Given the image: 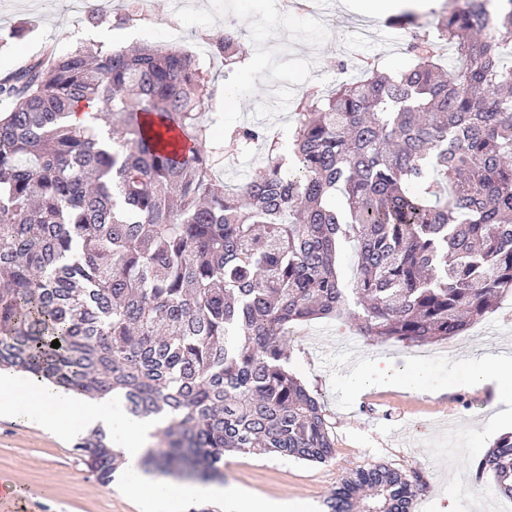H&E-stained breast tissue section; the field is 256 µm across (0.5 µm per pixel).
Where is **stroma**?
I'll return each mask as SVG.
<instances>
[{
	"label": "stroma",
	"instance_id": "obj_1",
	"mask_svg": "<svg viewBox=\"0 0 512 512\" xmlns=\"http://www.w3.org/2000/svg\"><path fill=\"white\" fill-rule=\"evenodd\" d=\"M125 0H109L114 18L109 45L125 46L129 31L140 41L163 47H210L222 36L225 20H234L250 54H258V35L274 23L270 0H188L181 14H172L168 0H148L147 13L119 24ZM23 38H13L17 28ZM286 47L268 56L255 81L272 92L266 111L258 98L241 96L232 107L213 100L204 122L232 132L258 126L291 137L295 115L288 106L304 87L335 86L343 78V52L378 59L396 72L410 59L405 52L411 31L387 18H363L334 6L319 23L298 15L289 24ZM99 31L85 21L74 0H0V79L28 60L54 49L65 55L77 46L98 43ZM289 368L325 405L336 438V455L325 464L233 452L224 458L227 485L301 501L306 512H324L331 490L359 467L376 463L418 475L420 489L413 512H512V499L499 494L492 474L478 463L512 426L497 421L492 394L456 379L450 364L471 355L512 353V292L464 335L426 344L424 357L400 343L373 345L349 319H316L295 327L286 338ZM367 357L389 360L398 371L424 361L433 396L406 392L385 384L352 394L348 376ZM0 476L15 486L16 500L0 512H140L124 485L126 470L102 485L85 465L75 443L14 420L0 419Z\"/></svg>",
	"mask_w": 512,
	"mask_h": 512
}]
</instances>
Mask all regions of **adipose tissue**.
Instances as JSON below:
<instances>
[{
	"mask_svg": "<svg viewBox=\"0 0 512 512\" xmlns=\"http://www.w3.org/2000/svg\"><path fill=\"white\" fill-rule=\"evenodd\" d=\"M463 367L467 383L487 386L496 392V401L501 405L499 417L511 421L512 400L501 396L500 391L512 385V355L471 357L464 361ZM371 383H386L409 392L424 393L430 389L426 365L416 364L411 374L399 375L380 358L361 362L349 377V388L354 392ZM0 416L75 442L97 429L117 436L126 468L135 476L127 490L140 499L144 512H168L172 498L187 500L198 496L223 500L225 512H300L301 504L296 500L267 498L218 482L190 484L145 471L142 458L163 423L155 417L129 414L123 397L116 393L92 398L49 380L25 378L3 368L0 369Z\"/></svg>",
	"mask_w": 512,
	"mask_h": 512,
	"instance_id": "1",
	"label": "adipose tissue"
}]
</instances>
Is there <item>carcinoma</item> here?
Returning <instances> with one entry per match:
<instances>
[{
	"mask_svg": "<svg viewBox=\"0 0 512 512\" xmlns=\"http://www.w3.org/2000/svg\"><path fill=\"white\" fill-rule=\"evenodd\" d=\"M511 36L512 0L434 11L407 69L295 98L286 145L251 128L212 135L214 85L185 50L30 60L0 80V368L167 418L165 447L144 456L162 473L213 480L228 452L333 459L324 405L287 369L290 328L346 317L370 342L424 345L462 335L512 289ZM213 51L234 65L244 44ZM77 103L94 107L84 124ZM259 139L262 174L216 177V161ZM342 240L356 250L350 284ZM78 450L105 486L122 464L101 431ZM479 469L512 498L511 434ZM415 495L374 464L325 506L411 512Z\"/></svg>",
	"mask_w": 512,
	"mask_h": 512,
	"instance_id": "cac0c4a2",
	"label": "carcinoma"
}]
</instances>
